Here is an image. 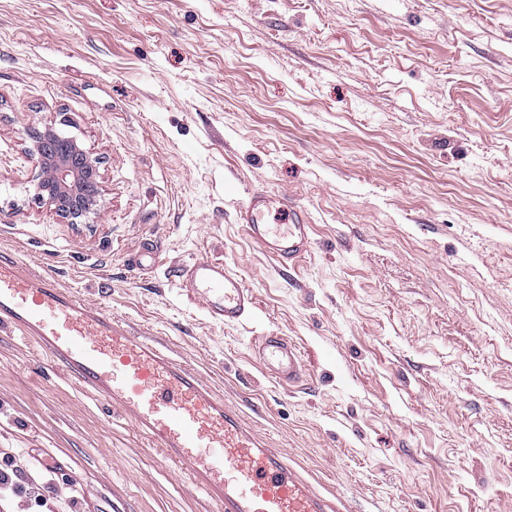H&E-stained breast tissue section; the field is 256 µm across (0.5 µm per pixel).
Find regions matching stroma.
Segmentation results:
<instances>
[{
	"label": "stroma",
	"mask_w": 512,
	"mask_h": 512,
	"mask_svg": "<svg viewBox=\"0 0 512 512\" xmlns=\"http://www.w3.org/2000/svg\"><path fill=\"white\" fill-rule=\"evenodd\" d=\"M46 123L101 160L88 223L34 198ZM252 190L310 212L294 267L237 224ZM0 250L200 372L338 512H512V0H0ZM194 255L253 290L241 324L180 288ZM30 348L0 330V454L85 512H217ZM258 355L262 365L288 384L302 377V359L297 347L286 336L271 333L261 336Z\"/></svg>",
	"instance_id": "obj_1"
}]
</instances>
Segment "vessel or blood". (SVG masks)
<instances>
[{
    "label": "vessel or blood",
    "instance_id": "b4317fda",
    "mask_svg": "<svg viewBox=\"0 0 512 512\" xmlns=\"http://www.w3.org/2000/svg\"><path fill=\"white\" fill-rule=\"evenodd\" d=\"M236 221L279 263L295 264L308 251L311 217L287 196L251 191ZM177 277L211 321L235 325L257 306L254 293L224 261L189 258ZM0 329L34 339L97 401L190 472L218 512H328L300 472L196 372L105 308L27 272L17 257L2 251ZM258 355L279 380L301 378V355L287 337H262Z\"/></svg>",
    "mask_w": 512,
    "mask_h": 512
}]
</instances>
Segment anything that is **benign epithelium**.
<instances>
[{"instance_id":"1","label":"benign epithelium","mask_w":512,"mask_h":512,"mask_svg":"<svg viewBox=\"0 0 512 512\" xmlns=\"http://www.w3.org/2000/svg\"><path fill=\"white\" fill-rule=\"evenodd\" d=\"M39 167L34 197L68 224H85L101 204L99 158L52 124L30 134Z\"/></svg>"}]
</instances>
